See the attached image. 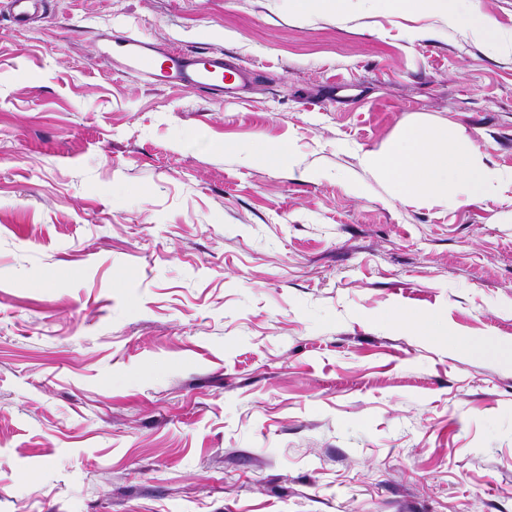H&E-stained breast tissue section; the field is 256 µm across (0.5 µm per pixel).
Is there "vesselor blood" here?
<instances>
[{"instance_id": "1", "label": "vessel or blood", "mask_w": 512, "mask_h": 512, "mask_svg": "<svg viewBox=\"0 0 512 512\" xmlns=\"http://www.w3.org/2000/svg\"><path fill=\"white\" fill-rule=\"evenodd\" d=\"M47 3L0 0V14L16 27L31 28L49 19ZM109 40L111 49L103 53V61L118 58L121 73L139 75L156 86H180L206 97L242 95L254 86L251 73L220 51L172 49L129 32L111 33Z\"/></svg>"}]
</instances>
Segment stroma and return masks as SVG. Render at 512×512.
<instances>
[{
	"mask_svg": "<svg viewBox=\"0 0 512 512\" xmlns=\"http://www.w3.org/2000/svg\"><path fill=\"white\" fill-rule=\"evenodd\" d=\"M52 6L0 17V512H512V192L360 164L420 123L512 168V53L374 0ZM113 30L255 89L113 73ZM297 13L308 12L315 4H320L327 11L341 17L349 10L352 0H292ZM243 159L249 163H264L284 165L292 161V147L290 144L274 146H257L239 148Z\"/></svg>",
	"mask_w": 512,
	"mask_h": 512,
	"instance_id": "stroma-1",
	"label": "stroma"
}]
</instances>
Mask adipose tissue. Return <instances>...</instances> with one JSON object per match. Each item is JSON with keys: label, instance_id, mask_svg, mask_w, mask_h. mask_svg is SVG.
I'll list each match as a JSON object with an SVG mask.
<instances>
[{"label": "adipose tissue", "instance_id": "1", "mask_svg": "<svg viewBox=\"0 0 512 512\" xmlns=\"http://www.w3.org/2000/svg\"><path fill=\"white\" fill-rule=\"evenodd\" d=\"M389 13L425 11L440 15L449 26L503 53H512V34L498 30L494 18L470 9L469 0H379ZM361 165L390 182L404 197L440 199L467 206L503 198L512 192V168L487 161L464 130L451 125L433 136L411 124L380 150L362 152Z\"/></svg>", "mask_w": 512, "mask_h": 512}]
</instances>
